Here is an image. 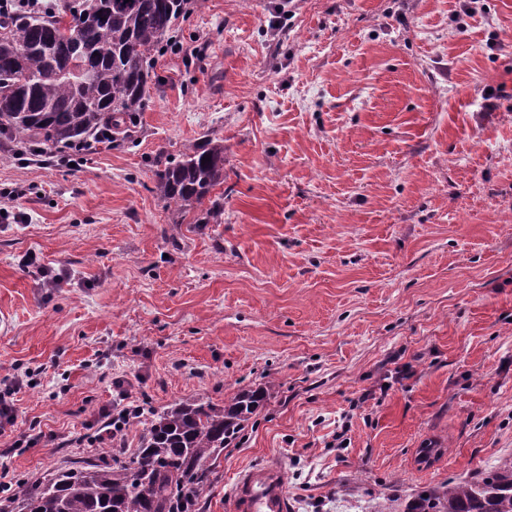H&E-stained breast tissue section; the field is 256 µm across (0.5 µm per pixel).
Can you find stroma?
Returning a JSON list of instances; mask_svg holds the SVG:
<instances>
[{"instance_id":"obj_1","label":"stroma","mask_w":512,"mask_h":512,"mask_svg":"<svg viewBox=\"0 0 512 512\" xmlns=\"http://www.w3.org/2000/svg\"><path fill=\"white\" fill-rule=\"evenodd\" d=\"M483 2L190 0L131 139L1 147L0 382L37 384L0 467L48 480L126 404L131 454L152 413L266 381L200 512L274 457L291 512H402L512 457V0ZM214 135L224 220L179 221L156 165Z\"/></svg>"}]
</instances>
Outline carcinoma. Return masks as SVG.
Listing matches in <instances>:
<instances>
[{"label": "carcinoma", "instance_id": "cac0c4a2", "mask_svg": "<svg viewBox=\"0 0 512 512\" xmlns=\"http://www.w3.org/2000/svg\"><path fill=\"white\" fill-rule=\"evenodd\" d=\"M187 0H85L73 10L0 13V141L28 155H62L89 137L110 141L131 129L154 82L153 56ZM210 161L202 163L205 156ZM224 140L186 148L155 172L170 208L208 203L196 224H220ZM271 386L236 393L224 406L201 400L154 415L131 455L98 450L53 480L16 479L12 497L25 512H198L211 484L208 462L233 443L265 406ZM406 512H512V458L469 482L419 492Z\"/></svg>", "mask_w": 512, "mask_h": 512}]
</instances>
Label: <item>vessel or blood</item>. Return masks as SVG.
<instances>
[{"instance_id":"obj_1","label":"vessel or blood","mask_w":512,"mask_h":512,"mask_svg":"<svg viewBox=\"0 0 512 512\" xmlns=\"http://www.w3.org/2000/svg\"><path fill=\"white\" fill-rule=\"evenodd\" d=\"M230 507L232 512H288L283 465L272 459L264 466L240 472Z\"/></svg>"}]
</instances>
